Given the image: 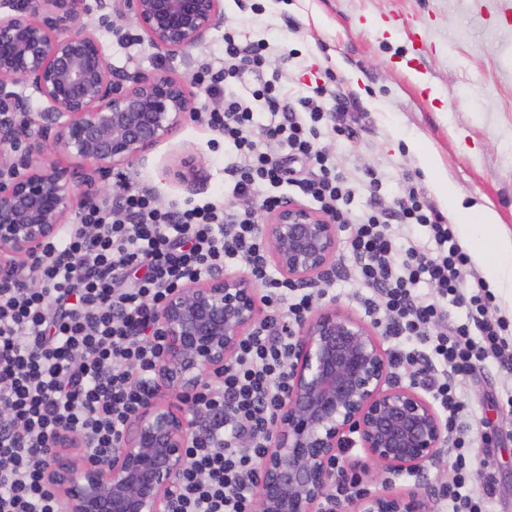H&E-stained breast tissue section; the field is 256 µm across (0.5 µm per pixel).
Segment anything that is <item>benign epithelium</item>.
I'll return each mask as SVG.
<instances>
[{
  "label": "benign epithelium",
  "instance_id": "1",
  "mask_svg": "<svg viewBox=\"0 0 512 512\" xmlns=\"http://www.w3.org/2000/svg\"><path fill=\"white\" fill-rule=\"evenodd\" d=\"M0 278L24 271L72 223L74 199L86 210L108 192L113 169L143 159L192 117L185 84L165 72H118L102 41L75 26L85 0H0ZM102 23L134 19L139 40L174 57L224 22L223 0H101ZM45 103L40 110L32 102ZM23 147L10 154L2 146ZM76 160L75 172L52 154ZM192 157L168 168L189 181ZM260 231L283 278L306 285L336 266L339 225L296 200L265 209ZM162 350L154 391L129 420L120 448L100 461L87 439L62 430L45 477L62 512H169L186 448L197 437L187 396L203 376L224 371L263 321L257 284L224 273L187 279L156 310ZM446 426L415 382L391 371L376 327L334 303L301 323L288 391L259 466L254 512H323L333 467L357 442L377 477L420 472L441 457ZM349 512H423L416 492L354 494Z\"/></svg>",
  "mask_w": 512,
  "mask_h": 512
}]
</instances>
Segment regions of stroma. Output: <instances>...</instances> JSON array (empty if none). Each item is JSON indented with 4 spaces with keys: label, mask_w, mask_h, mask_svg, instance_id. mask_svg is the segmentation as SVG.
I'll return each mask as SVG.
<instances>
[{
    "label": "stroma",
    "mask_w": 512,
    "mask_h": 512,
    "mask_svg": "<svg viewBox=\"0 0 512 512\" xmlns=\"http://www.w3.org/2000/svg\"><path fill=\"white\" fill-rule=\"evenodd\" d=\"M100 17L94 9L79 21L106 44L113 68L183 80L198 113L146 160L115 169L110 194L122 185L146 189L163 208L230 198L224 160L233 148L206 121L224 101L209 96L195 75L205 64L223 66L224 36L231 33L242 44L276 43L291 97L320 84L350 100L343 122L352 135L334 133L327 120L320 143L355 190L354 214L371 204L366 174L374 169L384 199L410 178L453 222L457 216L439 191L445 183L463 207L512 232V0H224L223 24L173 59L138 41L133 20L124 21L122 41ZM181 150L195 159L188 187L166 172ZM499 375L498 362L487 363L462 397L471 415V464L495 481L486 510L512 512V411L503 404ZM341 459L355 465L370 491H416L428 512H438V474L451 470L454 453L445 450L439 467L392 473L384 482L374 479L363 449L351 448Z\"/></svg>",
    "instance_id": "stroma-1"
}]
</instances>
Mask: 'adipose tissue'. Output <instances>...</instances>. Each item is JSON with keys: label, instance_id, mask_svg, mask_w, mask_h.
I'll return each instance as SVG.
<instances>
[{"label": "adipose tissue", "instance_id": "ef3b65f1", "mask_svg": "<svg viewBox=\"0 0 512 512\" xmlns=\"http://www.w3.org/2000/svg\"><path fill=\"white\" fill-rule=\"evenodd\" d=\"M461 217V238L481 257L489 289L512 300V233L471 211Z\"/></svg>", "mask_w": 512, "mask_h": 512}]
</instances>
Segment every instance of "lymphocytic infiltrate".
<instances>
[{"instance_id": "obj_1", "label": "lymphocytic infiltrate", "mask_w": 512, "mask_h": 512, "mask_svg": "<svg viewBox=\"0 0 512 512\" xmlns=\"http://www.w3.org/2000/svg\"><path fill=\"white\" fill-rule=\"evenodd\" d=\"M275 61L269 43L243 46L228 35L223 68L197 75L224 95L223 111L207 115L209 127L236 149L224 173L236 195L266 206L273 202L269 188L286 183L349 226L350 278L360 304L394 339L392 366L408 370L446 415L456 460L440 493L441 512H485L494 481L466 463L470 426L458 388L496 359L512 408L511 326L497 317L450 224L414 185L400 186L392 206L376 197L368 212L350 211L351 184L317 142L324 90L315 87L289 104L282 87L262 77ZM247 75L261 77L260 88L247 97L232 93ZM259 107L268 118L258 126ZM271 140L286 144L287 154L269 152ZM417 225L429 228L427 244L414 241ZM236 263L264 288L272 313L244 338L223 376L189 396L213 422L186 450L169 512H253L256 464L288 390L295 328L313 295L270 268L256 211L213 203L163 210L145 190L123 195L119 206L91 208L80 224L64 228L34 261L37 285L21 276L0 279V410L10 417L0 425V512H61L43 476L59 431L91 439L96 459L111 457L153 389L161 348L156 308L177 283ZM131 267L146 273L120 287ZM449 303L467 307L465 320L449 319Z\"/></svg>"}]
</instances>
